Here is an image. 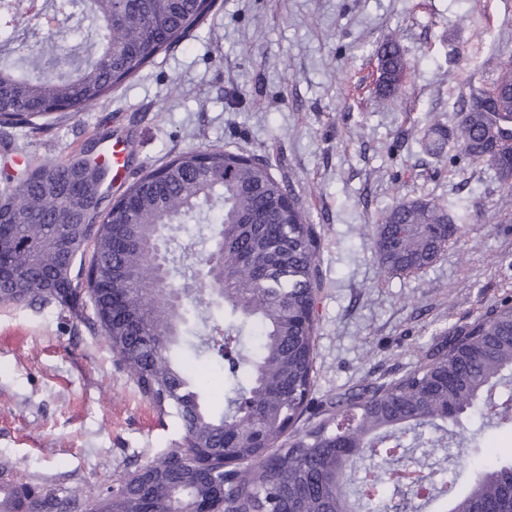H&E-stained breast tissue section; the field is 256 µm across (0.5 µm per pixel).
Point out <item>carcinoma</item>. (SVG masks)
I'll list each match as a JSON object with an SVG mask.
<instances>
[{"label":"carcinoma","instance_id":"obj_1","mask_svg":"<svg viewBox=\"0 0 512 512\" xmlns=\"http://www.w3.org/2000/svg\"><path fill=\"white\" fill-rule=\"evenodd\" d=\"M50 9L79 7L86 34L61 52L39 48L18 31L0 41V126L40 130L108 98L173 43L186 37L214 0H46ZM385 72L379 90L398 92L406 69L399 46L381 48ZM489 102L483 111L473 102ZM452 129L430 128L425 151L441 158L483 161L512 190V57L498 76L461 100ZM24 185L0 171V257L13 287L0 307L54 306L101 335L141 396L160 415L176 408L187 445L126 474L115 487L89 495L79 486L47 488L0 472V512H382L378 495L365 494L378 477L398 480L411 469L400 449L423 459L449 452L464 420L478 430L512 427V302L503 300L431 345L398 378L359 385L332 397L321 418L293 435L288 428L307 410L314 385L322 288L320 240L314 225L267 165L220 147L186 150L145 171L127 187L133 212L99 210L105 171L82 146L61 161L25 162ZM219 203L211 238L224 234V290L212 287L204 261L184 267L191 290L181 298L199 308L224 302L237 323L208 325L176 357L181 306L157 287L150 250L174 225ZM64 215L66 223H58ZM471 209L434 199H397L379 211L374 249L387 274H412L442 255ZM116 224L132 225L135 242L113 241ZM69 239L70 256L60 249ZM137 279L112 283V263ZM58 274L45 288L32 268ZM122 290L119 311L112 289ZM224 364V409L203 401L207 385L189 357ZM460 464L472 477L444 482L434 512H512V460L488 462L476 437ZM369 461L363 468L358 463Z\"/></svg>","mask_w":512,"mask_h":512}]
</instances>
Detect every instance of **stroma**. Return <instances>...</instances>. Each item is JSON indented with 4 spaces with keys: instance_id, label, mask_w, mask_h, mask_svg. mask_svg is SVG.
<instances>
[{
    "instance_id": "35a3bbf8",
    "label": "stroma",
    "mask_w": 512,
    "mask_h": 512,
    "mask_svg": "<svg viewBox=\"0 0 512 512\" xmlns=\"http://www.w3.org/2000/svg\"><path fill=\"white\" fill-rule=\"evenodd\" d=\"M389 36L407 61L393 96L377 91ZM508 54L512 0H217L105 101L35 134L0 127V139L19 146L16 164L63 159L108 130L127 140L123 179L101 188L106 208L190 148L262 159L321 235L317 403L367 375L401 376L433 337L512 299V192L485 162L431 158L413 135L454 127L469 94L460 73L489 82ZM403 196L476 210L438 261L400 276L381 272L373 237ZM211 214L174 226L175 258L207 253ZM182 443L178 415L158 416L99 336L51 306L0 308V466L93 494Z\"/></svg>"
}]
</instances>
